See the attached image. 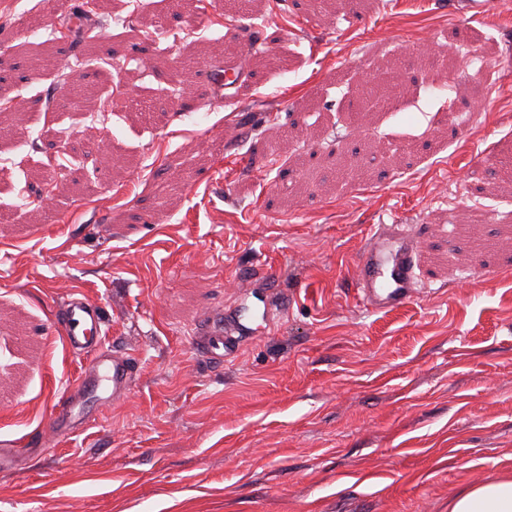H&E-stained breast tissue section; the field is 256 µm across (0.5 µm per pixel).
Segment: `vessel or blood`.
Instances as JSON below:
<instances>
[{
  "label": "vessel or blood",
  "mask_w": 512,
  "mask_h": 512,
  "mask_svg": "<svg viewBox=\"0 0 512 512\" xmlns=\"http://www.w3.org/2000/svg\"><path fill=\"white\" fill-rule=\"evenodd\" d=\"M417 241L397 224H381L374 230L356 262L359 300L376 311L391 310L416 300L420 294L415 272ZM63 337L75 356L90 355L91 364L81 372L76 388L85 398L106 401L127 395L135 382V360L128 352L107 346V324L100 306L78 291H71L60 318ZM199 345L212 357L232 356L233 336L212 330L199 337ZM70 388H63L52 408L47 432L68 437L77 426H88L89 418L72 401Z\"/></svg>",
  "instance_id": "b4317fda"
}]
</instances>
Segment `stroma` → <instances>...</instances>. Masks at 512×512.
<instances>
[{"label": "stroma", "mask_w": 512, "mask_h": 512, "mask_svg": "<svg viewBox=\"0 0 512 512\" xmlns=\"http://www.w3.org/2000/svg\"><path fill=\"white\" fill-rule=\"evenodd\" d=\"M51 2L0 0V446L42 441L0 512H448L511 476L512 0ZM481 40L493 80L456 84ZM386 71L407 93L381 111ZM377 224L413 225L422 282L379 312ZM74 289L139 374L58 442ZM219 324L224 361L193 339Z\"/></svg>", "instance_id": "stroma-1"}]
</instances>
